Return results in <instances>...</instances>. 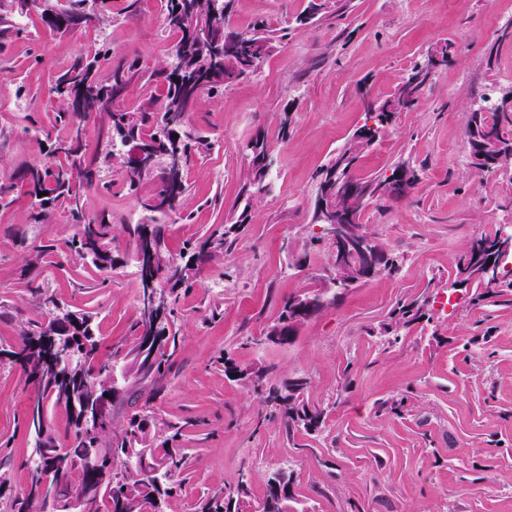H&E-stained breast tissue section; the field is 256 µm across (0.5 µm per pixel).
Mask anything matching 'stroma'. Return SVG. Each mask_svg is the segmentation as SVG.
I'll return each instance as SVG.
<instances>
[{
    "instance_id": "1",
    "label": "stroma",
    "mask_w": 512,
    "mask_h": 512,
    "mask_svg": "<svg viewBox=\"0 0 512 512\" xmlns=\"http://www.w3.org/2000/svg\"><path fill=\"white\" fill-rule=\"evenodd\" d=\"M308 3L235 0L231 27L264 20L288 34L256 73L202 97L193 125L211 147L190 169L183 216L164 220L174 252L229 222L247 170L242 147L267 135L272 164L249 225L182 292L172 371L152 403L158 417L181 425L188 453L171 510L194 512L202 494L241 483L246 503L258 506L268 474L282 469L304 512H512V291L476 305L472 289L448 286L472 232L512 224V174L471 167L466 128L485 85L512 86V0H329L310 24L296 25ZM163 20L160 0H141L136 16L115 15L105 32L113 59L156 68L168 49ZM101 33L62 37L34 15L0 53V172L47 160L43 136L28 128L54 127L56 65L93 51ZM448 39L459 55L352 170L366 180L408 161L418 171L406 197L374 200L361 217L384 252L400 257V272L349 289L292 343L268 342L284 299L331 274L329 249L311 243L317 172L366 123L368 102L389 97ZM109 177L111 191L85 199L87 214H112L120 263L108 272L69 253L75 225L31 223L28 198L0 211V347L13 344L19 326L45 319L44 291L93 313L101 359L126 342L140 292L126 228L149 216L118 170ZM38 247L43 263L25 273ZM412 301L426 303L425 317L388 337L391 311ZM226 358L259 369L268 388L308 378L304 400L322 409L320 428L288 430L252 389L225 377ZM34 396L19 368L0 363V472L10 484L0 512L27 485Z\"/></svg>"
}]
</instances>
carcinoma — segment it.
Segmentation results:
<instances>
[{
  "label": "carcinoma",
  "instance_id": "carcinoma-1",
  "mask_svg": "<svg viewBox=\"0 0 512 512\" xmlns=\"http://www.w3.org/2000/svg\"><path fill=\"white\" fill-rule=\"evenodd\" d=\"M234 0H164V23L175 35L176 42L159 68L145 75L136 61L119 62L103 68L110 48L100 42L91 53H77L60 63L54 72L49 88L55 106L56 121L63 133H45L50 161L28 163L18 167L8 180L0 181V209L8 208L20 196L33 199L30 219L34 224H45L48 219L64 211L68 223L77 227L71 248L81 260L88 261L102 271L115 267L112 241L114 225L112 214L101 212L87 215L84 198L93 190L111 189L112 184L102 182L106 170L112 168L113 138L119 137L134 143H148L160 150L180 140L184 142V168L180 188L177 189L175 206L166 215L179 214L188 189V170L194 156L208 149L209 142L197 135L192 127L195 108L205 92L221 94L224 86L248 75L245 64L258 58L262 49L275 47L277 35L264 22H257L243 30L250 34L246 41H235L226 35L228 14L215 13V9L233 8ZM37 12L45 26L61 36L77 32L75 22L92 13L89 20L94 26L112 24V0H0V52L14 36L21 34L16 20ZM204 21L208 26L206 40L197 39L196 28ZM82 77V92L72 98L67 92L73 75ZM135 85L144 89L141 106L134 111L115 108ZM425 80L401 83L391 95L394 100L409 106L420 96ZM99 119V137L103 147L89 155L85 145V121ZM358 128L346 146L321 169L320 178L351 168L369 147ZM467 130H475L482 137L493 136L494 145L487 153L503 164L512 166V108L493 107L485 111L474 110L467 116ZM268 144L260 135L247 144V189L260 187L258 179L266 167ZM397 170L390 176L375 177L357 182L362 197L357 210L363 213L374 198L388 196V185L396 181ZM122 185L136 194L149 193L146 180L122 163ZM250 203L227 224L213 229L209 234L188 240L179 256L170 250L164 256L179 268L177 280L169 288V309L162 321L153 328L141 317L131 325V336L125 350H116L112 361L97 360L98 340L96 325L91 313L81 309L69 311L74 316L70 334L76 347L72 348L73 364L63 361L51 341L50 333L59 314L66 310L52 294H41V306L47 319L37 325L22 326L15 343L0 349V358L9 361L27 376L37 391L27 411L26 426L34 442V454L26 461L28 483L26 489L11 499V512H66L62 507L71 494L80 491L86 495L87 512H149L148 507L159 501V512H169L171 499L177 487L171 479L186 467L184 449L177 446L182 427L147 412H135L126 424L112 430V407L125 402L130 385L139 386L138 392H147L146 400L157 397L164 390V381L171 372V358L177 348V337L171 335L169 320L181 291L193 286L198 264L224 255V244L230 236L244 230ZM484 291L476 293L473 300L480 302L496 292L512 290V278L495 290L479 279L473 280ZM123 378L121 390L112 389V374ZM307 380L300 378L292 387L280 392L276 388L264 390L260 382H253L252 389L261 401L278 410L286 427L309 430L304 415L318 417L321 411L304 402ZM109 398H104V394ZM105 399L102 423L94 428L84 425L69 401L80 396ZM52 404L66 408L70 431L65 441L46 424L41 416L46 406ZM96 449L105 451L102 470L88 472L81 467L82 458ZM121 464L120 472L112 473V462ZM282 470L270 473L266 493L259 504V512H287L290 480L275 481ZM49 481L55 485L57 502L48 504L35 499L38 484ZM246 483H240L238 496L215 491L198 499L195 512H245L242 498Z\"/></svg>",
  "mask_w": 512,
  "mask_h": 512
}]
</instances>
